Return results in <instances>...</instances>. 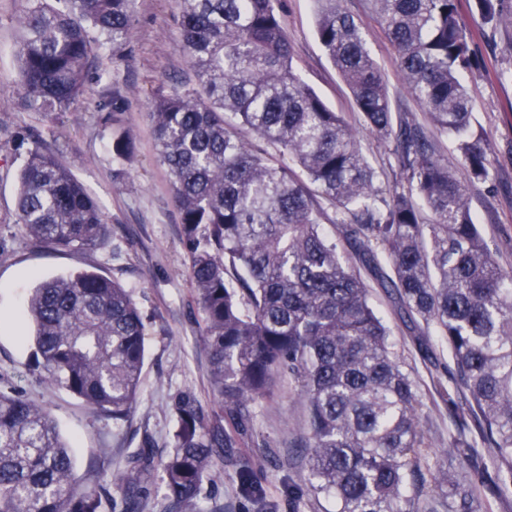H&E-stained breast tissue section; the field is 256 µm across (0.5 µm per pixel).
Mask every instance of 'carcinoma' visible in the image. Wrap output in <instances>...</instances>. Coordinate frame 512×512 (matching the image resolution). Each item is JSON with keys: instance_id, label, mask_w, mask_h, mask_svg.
<instances>
[{"instance_id": "cac0c4a2", "label": "carcinoma", "mask_w": 512, "mask_h": 512, "mask_svg": "<svg viewBox=\"0 0 512 512\" xmlns=\"http://www.w3.org/2000/svg\"><path fill=\"white\" fill-rule=\"evenodd\" d=\"M135 0H27L20 16L18 80L29 107L67 112L82 102L93 58L119 53ZM316 34L358 111L394 143L405 181L384 196L344 115L293 71L280 0H176L183 45L201 91L151 104L159 161L202 314L214 396L233 420L288 375L308 408L307 484L339 512H417L406 496L431 489L428 512H482L512 501V270L474 223L467 186L422 125L393 116L365 23L339 0H315ZM415 101L457 141L471 181L489 177L462 75L473 34L460 0H371ZM505 0H475L485 25L508 19ZM114 159H133L113 138ZM334 208L328 216L322 202ZM15 223L36 243L92 249L109 219L71 169L41 144L26 147ZM375 281L394 296L418 342L448 344L456 372L435 385L456 430L449 466L421 470L418 386L370 302ZM25 317L50 382L104 415L131 412L145 364L144 319L130 291L93 271L39 282ZM174 446L162 462L176 507L202 495L209 468L233 434L206 420L192 392L174 401ZM475 424L487 454L471 437ZM152 467L141 449L119 477L137 498ZM74 458L53 418L0 390V512H100L101 495L74 482Z\"/></svg>"}]
</instances>
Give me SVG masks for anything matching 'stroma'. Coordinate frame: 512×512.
Instances as JSON below:
<instances>
[{"mask_svg": "<svg viewBox=\"0 0 512 512\" xmlns=\"http://www.w3.org/2000/svg\"><path fill=\"white\" fill-rule=\"evenodd\" d=\"M25 0H0V387L16 389L43 405L72 445L80 487L104 484L101 512H123L125 494L112 478L129 466L139 448L162 459L173 445L177 394L196 395L209 421L229 426L214 400L202 320L186 275L179 213L168 172L151 133L150 104L158 96L195 87L177 25L175 0H136L129 42L123 53L101 51L93 66L86 103L67 112L32 111L17 77L23 32L18 16ZM315 0H281L280 12L292 49L293 68L334 111L344 113L363 154L389 191L400 184L392 142L364 124L351 92L326 56L315 28ZM344 12L366 19L370 53L381 67L393 112L426 123L424 110L408 93L396 53L381 26L370 19L369 0H341ZM461 14L473 33L472 62L464 78L473 102V129L487 146L490 178L470 184L475 223L512 270V24L484 26L470 0ZM113 97L111 111L98 110ZM132 136L135 159L126 166L112 156V138ZM33 136L66 162L111 221L104 245L84 251L58 250L29 241L15 224L17 174L22 156L17 139ZM88 269L127 288L145 317L146 360L136 404L129 417L113 422L67 391L50 385L36 364L30 326L20 319L37 281ZM370 300L391 331L393 348L420 391V413L430 448L424 467L447 466L444 454L455 421L436 393L433 375L449 378L454 365L438 336L419 346L395 311L393 299L372 287ZM251 441L225 449L209 469L204 494L181 512H338L334 498L300 485L308 437L298 385L281 379L271 398L251 407ZM252 471L261 497L245 494L236 474Z\"/></svg>", "mask_w": 512, "mask_h": 512, "instance_id": "1", "label": "stroma"}]
</instances>
